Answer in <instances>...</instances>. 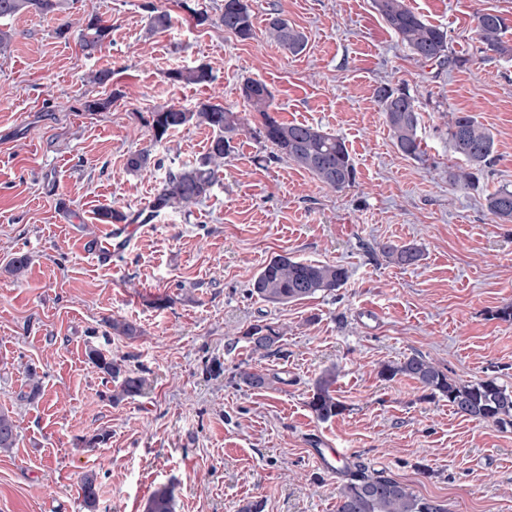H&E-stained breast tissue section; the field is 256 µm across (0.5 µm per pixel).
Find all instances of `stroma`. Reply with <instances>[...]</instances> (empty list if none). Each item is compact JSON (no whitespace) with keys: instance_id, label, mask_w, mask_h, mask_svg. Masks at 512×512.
Instances as JSON below:
<instances>
[{"instance_id":"1","label":"stroma","mask_w":512,"mask_h":512,"mask_svg":"<svg viewBox=\"0 0 512 512\" xmlns=\"http://www.w3.org/2000/svg\"><path fill=\"white\" fill-rule=\"evenodd\" d=\"M150 1L171 13L167 30L150 31ZM223 2L94 0L112 30L91 54L78 33L56 34L81 0L0 21L14 33L0 54V411L17 424L14 447L0 449V512H144L163 485L175 489L174 512H239L251 501L263 512H336V469L347 463L386 469L448 512H512V429L459 417L409 378L379 376L420 353L456 382L512 387V321L496 316L512 303V222L484 208L487 194L512 189V58L483 53L475 33L492 12L512 42V0H407L447 28L466 60L453 69L418 63L372 0H253L257 30L277 12L307 35L295 57L196 25L192 10L214 16ZM198 65L212 84L169 77ZM105 68L108 84L89 82ZM248 79L268 86L279 119L344 139L355 187L323 188L240 135L209 198L136 226L109 265L85 254L101 210L148 207L164 176L156 159L207 151L203 126L155 141L150 112L206 100L243 110ZM383 83L416 94L425 160L394 146L374 97ZM86 100L106 107L84 111ZM455 112L495 140L494 164L469 189L448 181ZM141 150L152 166L129 170ZM388 244L415 245L421 258L398 265ZM17 252L31 258L21 278L5 271ZM279 254L343 266L349 278L288 305L250 296ZM112 319L138 336L115 335ZM259 321L286 326L281 354L250 351L241 333ZM91 346L145 371L144 394L117 398V381L88 363ZM29 366L41 384L33 401ZM329 368L345 410L321 422L307 402ZM242 369L282 381L254 390L237 383ZM101 432L106 441L91 444ZM319 448L337 449L331 467L316 461ZM88 473L100 487L92 508L78 493Z\"/></svg>"}]
</instances>
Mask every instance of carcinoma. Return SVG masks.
I'll return each instance as SVG.
<instances>
[{"label": "carcinoma", "instance_id": "1", "mask_svg": "<svg viewBox=\"0 0 512 512\" xmlns=\"http://www.w3.org/2000/svg\"><path fill=\"white\" fill-rule=\"evenodd\" d=\"M388 29L405 45L414 59L440 67L461 68L466 60L455 56L449 47L448 30L425 21L412 10L406 0H373ZM149 26L162 31L172 25L171 14L153 3L146 5ZM62 10V0H0V19L23 13L47 16ZM194 19L200 26L217 24L242 41L256 38L254 12L250 0H224L220 14L213 19L206 10L195 12ZM111 26L96 15L88 17L82 46L93 51L110 34ZM476 33L483 52L499 56H512V45L503 37V19L494 13H482L477 18ZM265 36L282 51L291 55L302 52L307 46L303 31L288 19L275 13L269 19ZM170 79L183 84L207 85L214 80L212 71L205 66L179 68L169 73ZM248 110L256 114L258 126L252 128L241 113L219 102L205 101L195 109L170 106L150 113L147 123L154 139L161 141L173 130L191 123L208 126L212 130L209 151L195 163H180L168 168L159 182L149 213L160 212L199 203L208 198L223 176L224 158L229 154L233 137L242 133L253 134L269 144L277 157L285 158L311 173L324 187L342 192L356 182V169L345 141L321 128L303 123H286L275 116L273 95L267 85L249 79L241 88ZM376 99L383 112L397 150L411 158L423 155L422 141L418 136L419 113L417 97L407 88L382 84L376 88ZM448 141L455 156L465 166L448 173L449 182L460 187L475 185L479 174L496 159L495 142L491 132L475 116L456 112L448 122ZM488 212L507 223L512 222V189L502 187L485 198ZM383 252L395 263L405 266L416 264L421 257L415 246L388 245ZM30 265L26 253H18L7 265V270L19 278ZM348 279V271L340 265L297 260L286 255L270 258L259 269L249 292L275 304H288L312 298L318 294L331 295ZM283 333L271 323H255L242 332V337L254 353L280 352ZM87 360L108 378L120 379L117 397L140 395L147 385L141 370L124 369L102 349L89 347ZM382 378L392 380L398 375L407 376L419 383L430 397L440 395L448 400L455 413L479 422L493 423L512 428V389L498 383L497 378L460 384L450 378L434 362L415 354L397 363L381 367ZM238 379L249 388L270 387L278 376L241 370ZM336 370L326 371L315 383L308 407L314 417L328 421L345 410L336 398L333 385ZM17 425L13 418L0 412V449L14 445ZM341 474L336 512H448L446 505L436 499L416 494L408 485L399 481L385 469H374L363 464H345L336 469ZM79 493L87 506L96 505L97 478L85 475L79 484ZM174 490L158 487L145 505V512H173Z\"/></svg>", "mask_w": 512, "mask_h": 512}]
</instances>
